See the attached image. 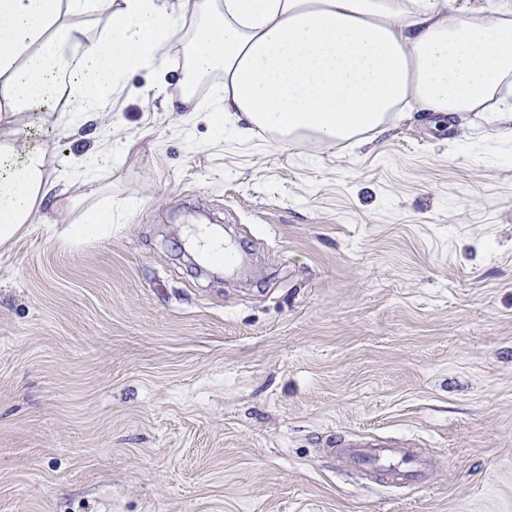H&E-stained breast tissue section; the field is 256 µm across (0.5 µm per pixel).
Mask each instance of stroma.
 Returning a JSON list of instances; mask_svg holds the SVG:
<instances>
[{"instance_id":"35a3bbf8","label":"stroma","mask_w":512,"mask_h":512,"mask_svg":"<svg viewBox=\"0 0 512 512\" xmlns=\"http://www.w3.org/2000/svg\"><path fill=\"white\" fill-rule=\"evenodd\" d=\"M183 69L177 41L85 139L16 127L71 188L0 246V512H512V139L415 110L364 145L221 137L213 82L165 111ZM202 210L245 278L190 268ZM350 433L435 466L363 481L318 454ZM122 152H123L122 148L119 145H113V147H112V142L106 146L104 151L100 150L98 147L94 146V147L88 149V151L85 154V157H82L83 158L82 164H83V162H85L84 170H77V171L73 172V174L80 175L81 173L87 172V171L91 170L92 168H94L96 166L97 161L99 160V158L101 157V155L103 153H106L107 156L111 160H113V163H118L121 159ZM86 224H76L75 232L79 237H92L102 234L112 224V213L107 211L90 210Z\"/></svg>"}]
</instances>
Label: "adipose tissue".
<instances>
[{
    "label": "adipose tissue",
    "instance_id": "adipose-tissue-1",
    "mask_svg": "<svg viewBox=\"0 0 512 512\" xmlns=\"http://www.w3.org/2000/svg\"><path fill=\"white\" fill-rule=\"evenodd\" d=\"M91 14L109 29L90 34L79 19ZM189 18L185 70L220 77L217 129L336 144L382 134L410 100L426 112L490 113L512 136V0L489 15L449 13L448 0H0V243L65 193L42 151L18 156L15 125L63 94L66 128L101 119Z\"/></svg>",
    "mask_w": 512,
    "mask_h": 512
}]
</instances>
